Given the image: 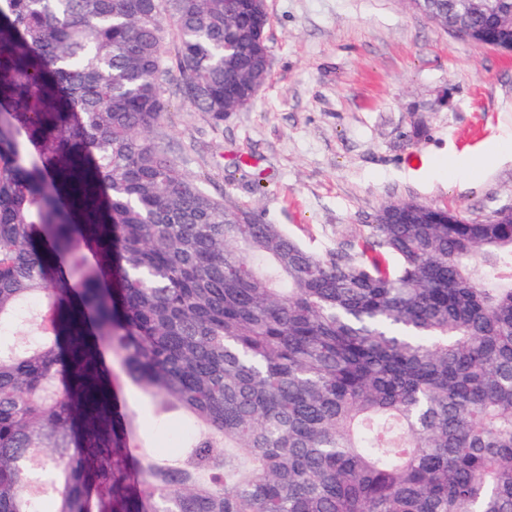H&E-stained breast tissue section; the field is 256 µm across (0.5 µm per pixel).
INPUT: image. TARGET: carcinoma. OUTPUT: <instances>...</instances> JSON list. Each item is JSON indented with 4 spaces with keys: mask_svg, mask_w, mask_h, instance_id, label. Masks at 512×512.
I'll use <instances>...</instances> for the list:
<instances>
[{
    "mask_svg": "<svg viewBox=\"0 0 512 512\" xmlns=\"http://www.w3.org/2000/svg\"><path fill=\"white\" fill-rule=\"evenodd\" d=\"M238 2L0 0V512H512V210L389 203L318 254L212 194L158 129L174 70L254 105ZM419 11L512 44V0ZM107 354L180 455L131 448Z\"/></svg>",
    "mask_w": 512,
    "mask_h": 512,
    "instance_id": "1",
    "label": "carcinoma"
}]
</instances>
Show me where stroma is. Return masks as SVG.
Listing matches in <instances>:
<instances>
[{
	"label": "stroma",
	"mask_w": 512,
	"mask_h": 512,
	"mask_svg": "<svg viewBox=\"0 0 512 512\" xmlns=\"http://www.w3.org/2000/svg\"><path fill=\"white\" fill-rule=\"evenodd\" d=\"M266 5L271 69L251 109L216 125L169 98L161 132L184 171L317 253L390 202L479 220L512 209L511 52L436 28L409 0ZM458 159L454 180L433 168ZM119 392L144 447L162 450L184 427L156 425L130 383Z\"/></svg>",
	"instance_id": "1"
}]
</instances>
